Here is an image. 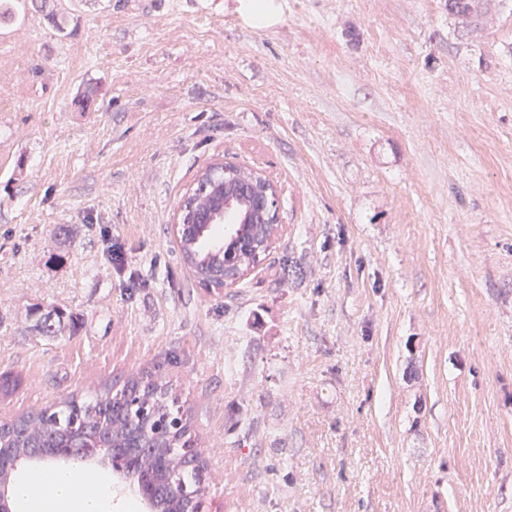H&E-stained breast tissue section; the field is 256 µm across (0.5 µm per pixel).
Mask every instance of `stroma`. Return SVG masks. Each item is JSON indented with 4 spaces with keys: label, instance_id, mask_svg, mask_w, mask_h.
I'll return each instance as SVG.
<instances>
[{
    "label": "stroma",
    "instance_id": "stroma-1",
    "mask_svg": "<svg viewBox=\"0 0 512 512\" xmlns=\"http://www.w3.org/2000/svg\"><path fill=\"white\" fill-rule=\"evenodd\" d=\"M272 3L0 16V421L158 377L208 512H512V0ZM228 161L280 234L214 291L172 222ZM41 312L36 327L47 335L57 336L63 332L75 335L78 332L79 324L73 314L67 313L64 309L56 306L47 307L42 313L38 309L35 313Z\"/></svg>",
    "mask_w": 512,
    "mask_h": 512
}]
</instances>
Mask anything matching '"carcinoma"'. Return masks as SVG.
Wrapping results in <instances>:
<instances>
[{
  "label": "carcinoma",
  "instance_id": "carcinoma-1",
  "mask_svg": "<svg viewBox=\"0 0 512 512\" xmlns=\"http://www.w3.org/2000/svg\"><path fill=\"white\" fill-rule=\"evenodd\" d=\"M448 12L468 18L477 12V0H448ZM227 173H202L185 195L181 207L191 210L190 219L208 209L214 186L224 189V199L247 210L244 185L237 177L247 168L224 164ZM221 219L203 225L199 243L190 236L180 241V252L198 284L224 288V254L209 246ZM274 224L254 222L236 225L235 232L263 241L276 234ZM36 327L47 335H74L79 324L73 314L50 306L41 313ZM189 419L160 381L132 377L118 390L105 388L94 398H71L28 413L12 422L0 423V462L9 466L3 477L14 480L15 472L44 455L65 453L81 458L92 447L112 449V462L133 471L155 512H183V504L200 508L206 489L199 457L189 445Z\"/></svg>",
  "mask_w": 512,
  "mask_h": 512
}]
</instances>
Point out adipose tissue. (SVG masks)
Returning a JSON list of instances; mask_svg holds the SVG:
<instances>
[{"instance_id": "ef3b65f1", "label": "adipose tissue", "mask_w": 512, "mask_h": 512, "mask_svg": "<svg viewBox=\"0 0 512 512\" xmlns=\"http://www.w3.org/2000/svg\"><path fill=\"white\" fill-rule=\"evenodd\" d=\"M38 480L51 485L52 493L39 496L34 492L32 479H25L19 492V501L24 512H130L132 504L127 498L116 496L104 475L88 474L84 482L86 491L76 489V472L72 469L47 470Z\"/></svg>"}]
</instances>
